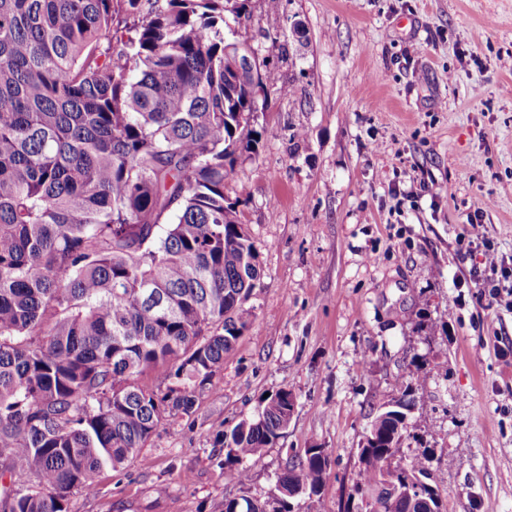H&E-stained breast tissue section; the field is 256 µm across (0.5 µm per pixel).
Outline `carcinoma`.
<instances>
[{"mask_svg": "<svg viewBox=\"0 0 512 512\" xmlns=\"http://www.w3.org/2000/svg\"><path fill=\"white\" fill-rule=\"evenodd\" d=\"M226 2L246 16L248 0H0V512L94 493L193 408L248 326L259 251L224 182L259 139ZM157 367L176 380L160 393L138 383ZM288 396L218 437L240 486L288 428ZM416 409L401 386L358 449L364 512H430L405 493L428 468L399 456ZM328 464L309 448L270 500L224 512H292Z\"/></svg>", "mask_w": 512, "mask_h": 512, "instance_id": "carcinoma-1", "label": "carcinoma"}]
</instances>
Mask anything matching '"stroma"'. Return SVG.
I'll list each match as a JSON object with an SVG mask.
<instances>
[{"instance_id": "35a3bbf8", "label": "stroma", "mask_w": 512, "mask_h": 512, "mask_svg": "<svg viewBox=\"0 0 512 512\" xmlns=\"http://www.w3.org/2000/svg\"><path fill=\"white\" fill-rule=\"evenodd\" d=\"M248 10L228 39L278 76L259 145L224 189L260 252L250 323L191 412L97 473L95 494L73 492L69 512L263 501L308 448L329 465L299 512H359L358 448L403 383L425 408L400 453L428 457L446 512H512V311L477 284L480 255L462 239L480 224L512 268V0ZM283 388L296 401L288 429L240 486L215 434Z\"/></svg>"}]
</instances>
